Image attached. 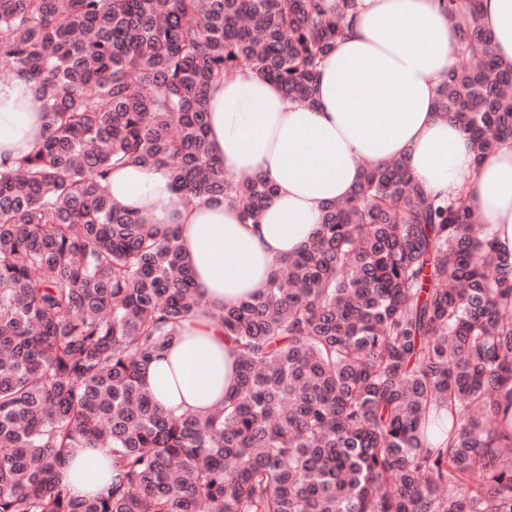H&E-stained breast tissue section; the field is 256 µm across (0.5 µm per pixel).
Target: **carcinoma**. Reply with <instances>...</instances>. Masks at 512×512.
Listing matches in <instances>:
<instances>
[{
    "label": "carcinoma",
    "instance_id": "cac0c4a2",
    "mask_svg": "<svg viewBox=\"0 0 512 512\" xmlns=\"http://www.w3.org/2000/svg\"><path fill=\"white\" fill-rule=\"evenodd\" d=\"M435 111L477 158L512 138V64L480 0ZM356 0H0V69L36 84L38 149L0 171V512H512V258L404 158L368 164L267 292L211 314L237 381L205 417L165 414L142 371L202 301L174 234L112 200L162 166L182 201L253 219L274 189L207 139L211 84L243 66L310 103ZM436 430L446 446L432 448ZM106 448L78 499L63 467ZM74 496H85L112 483V458L103 448H86L66 465Z\"/></svg>",
    "mask_w": 512,
    "mask_h": 512
}]
</instances>
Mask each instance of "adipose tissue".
<instances>
[{
	"instance_id": "adipose-tissue-1",
	"label": "adipose tissue",
	"mask_w": 512,
	"mask_h": 512,
	"mask_svg": "<svg viewBox=\"0 0 512 512\" xmlns=\"http://www.w3.org/2000/svg\"><path fill=\"white\" fill-rule=\"evenodd\" d=\"M480 22L497 55L512 63V0H481ZM457 49L441 0H358L345 37L321 59L312 105L291 102L248 67L215 82L214 157L235 175L260 174L275 187L257 220L221 198L181 202L164 169L113 171V200L147 214L158 231L176 233L202 299L201 312L143 374L165 413L204 415L229 396L236 355L209 311L263 295L282 260L313 238L323 205L346 199L365 164L407 158L429 196L464 197L495 248L512 257V140L475 159L464 129L435 110ZM41 140L34 83L21 74L0 80V170ZM66 471L71 493L85 496L111 484L112 458L88 448Z\"/></svg>"
}]
</instances>
